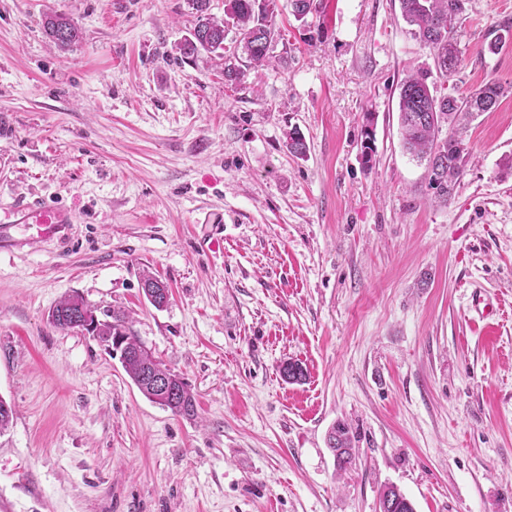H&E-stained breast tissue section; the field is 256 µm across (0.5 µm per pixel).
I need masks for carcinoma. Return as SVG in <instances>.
I'll list each match as a JSON object with an SVG mask.
<instances>
[{"label":"carcinoma","instance_id":"cac0c4a2","mask_svg":"<svg viewBox=\"0 0 512 512\" xmlns=\"http://www.w3.org/2000/svg\"><path fill=\"white\" fill-rule=\"evenodd\" d=\"M471 0H399L402 20L412 34L429 49L432 65L407 74L398 86L397 112L403 146L430 168L427 187L433 196L446 203L452 198L456 183L470 162L471 153L464 146L463 129L476 116L493 112L504 95L497 83H487L473 93L456 96L448 91V82L463 65L459 48L457 23L466 19ZM197 22L191 37L177 46L180 56L194 58L201 53L224 60V84L238 87L245 82L247 71L263 66L276 35V0H224V16L210 13V0H191ZM297 20L319 9L316 0H290ZM46 36L59 49L65 50L80 38V31L65 14L52 11L44 15ZM235 29L237 38L226 45V32ZM512 28L505 25L491 31L479 52L497 54L506 43ZM447 135H442V131ZM284 146L292 156L307 155L305 138L295 127L285 133ZM89 309L80 296L60 300L53 310L68 313L78 308ZM108 321L101 324L100 334L120 332L126 336L127 352L121 362L125 372L146 398L151 392L144 385V376L153 368L159 373L173 374L153 354L146 351L132 328V322L120 312L103 311ZM175 393L165 405L174 416L192 417L196 401L183 379L174 382ZM355 436L350 427L339 422L327 435L337 470L352 467L355 460ZM394 498L395 512H414L412 502L392 486L381 489L379 498Z\"/></svg>","mask_w":512,"mask_h":512}]
</instances>
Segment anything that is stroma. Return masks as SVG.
I'll return each mask as SVG.
<instances>
[{
	"mask_svg": "<svg viewBox=\"0 0 512 512\" xmlns=\"http://www.w3.org/2000/svg\"><path fill=\"white\" fill-rule=\"evenodd\" d=\"M277 5L259 81L234 89L177 52L189 0H0V207L72 214L0 246V512H377L388 484L415 512H512V44L479 54L512 0H471L458 26V92L507 93L470 123L445 204L401 144L398 84L431 59L399 0ZM51 10L82 31L67 50ZM71 295L128 315L195 416L56 329ZM43 28L49 40L61 50L69 48L80 38V31L72 20L57 11L44 15ZM355 436L350 427L344 422L334 425L327 435V446L332 452L337 471L352 468L355 460Z\"/></svg>",
	"mask_w": 512,
	"mask_h": 512,
	"instance_id": "1",
	"label": "stroma"
}]
</instances>
